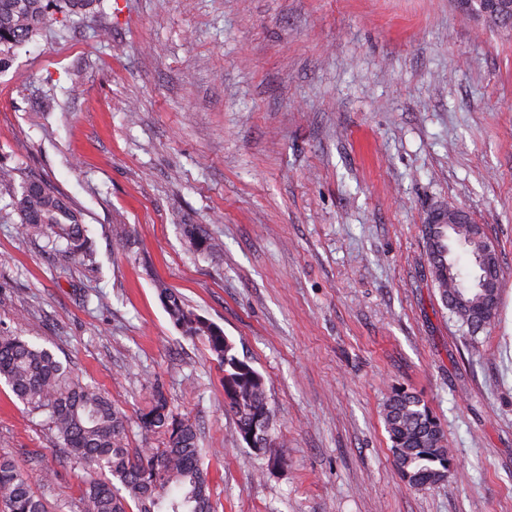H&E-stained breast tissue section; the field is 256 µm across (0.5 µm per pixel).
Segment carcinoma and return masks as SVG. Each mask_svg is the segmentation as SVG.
I'll list each match as a JSON object with an SVG mask.
<instances>
[{
  "label": "carcinoma",
  "mask_w": 512,
  "mask_h": 512,
  "mask_svg": "<svg viewBox=\"0 0 512 512\" xmlns=\"http://www.w3.org/2000/svg\"><path fill=\"white\" fill-rule=\"evenodd\" d=\"M101 0H0V69L10 51L37 34L55 10L70 17L86 14ZM13 196L12 213L23 229L43 233L72 259L89 253L90 242L80 212L49 183L30 176L0 178ZM451 226L424 225L432 283L440 300L456 319L459 330L474 335L496 318L499 289L484 288L483 279L503 278L497 251L482 256L471 218ZM187 233L197 250L216 248L197 225ZM467 250L475 268L473 277L460 271L454 246ZM160 299L173 324L183 334L203 339L224 366V405L237 420V433L261 454L283 456L276 442L264 377L234 352L233 343L216 324L188 310L175 290L159 288ZM0 379L34 414L45 420L61 442L64 453L86 468L82 490L83 512H215L204 450L196 423L170 409L162 387H153V401L142 412V438L162 435L165 447L132 448L130 427L122 413L101 392L75 378L44 347L9 332H0ZM383 420L402 478L412 487L438 484L454 463L447 440L428 407L415 395L394 390ZM0 512H49L25 471L11 458L0 456Z\"/></svg>",
  "instance_id": "1"
}]
</instances>
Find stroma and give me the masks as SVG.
Instances as JSON below:
<instances>
[{
    "label": "stroma",
    "instance_id": "stroma-1",
    "mask_svg": "<svg viewBox=\"0 0 512 512\" xmlns=\"http://www.w3.org/2000/svg\"><path fill=\"white\" fill-rule=\"evenodd\" d=\"M21 168L81 212L92 255L0 217V331L50 349L130 423L160 385L200 425L217 512H512V28L456 0L55 13L0 70V172ZM448 206L485 225L505 271L472 338L429 273L423 226ZM191 224L220 251H196ZM163 286L264 376L285 462L238 436L224 372L172 324ZM396 388L454 453L436 486L396 467ZM1 454L50 512H81L84 471L2 381Z\"/></svg>",
    "mask_w": 512,
    "mask_h": 512
}]
</instances>
